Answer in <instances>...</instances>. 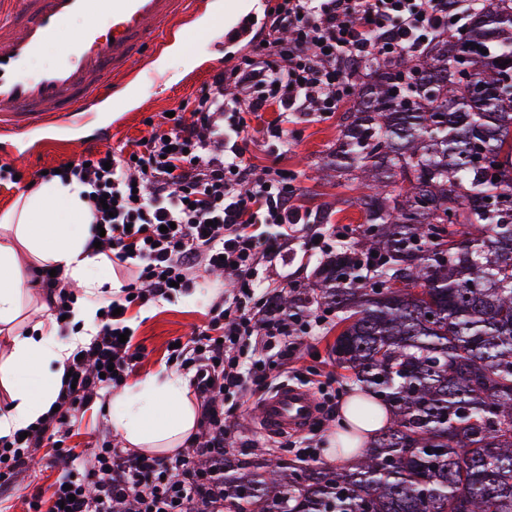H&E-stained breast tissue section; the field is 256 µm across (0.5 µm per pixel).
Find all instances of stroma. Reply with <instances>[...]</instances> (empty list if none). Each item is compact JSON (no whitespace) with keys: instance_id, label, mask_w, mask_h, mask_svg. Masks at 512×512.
<instances>
[{"instance_id":"35a3bbf8","label":"stroma","mask_w":512,"mask_h":512,"mask_svg":"<svg viewBox=\"0 0 512 512\" xmlns=\"http://www.w3.org/2000/svg\"><path fill=\"white\" fill-rule=\"evenodd\" d=\"M191 59L182 62L175 52H167L161 60L166 63V72L146 76L141 80L139 95L132 104V111L125 123L112 134V146L149 136L155 124L161 120L162 112L190 103L207 86L211 69L202 64L203 58L220 57L225 53L223 41L208 33L188 27L183 33ZM339 115L321 121L296 118L288 123V154L283 163L296 176L298 199L302 208L331 214L327 224L312 226L301 224L297 227L298 241L288 252L272 260L267 274L271 279L288 280L301 292H309L314 282L316 268L325 261L321 251L304 252L300 240L317 231L326 240H333L334 227L338 224L360 225L363 214L358 206H340L339 201L348 197L347 189L336 187L333 177L322 176L319 168L326 157L335 149L340 133ZM93 132L92 126H81L57 130V138L63 139V146H52L45 151L27 150L18 146L8 152H0V165L6 164L20 174L23 181H31L45 169L60 163L76 160L87 155L89 146L83 140ZM231 279L224 272L205 274L199 286L191 295L171 301H155L130 311L134 341L144 348V357L134 372L127 378V385H134L143 378L162 370H169L167 350L172 340L189 339L192 333L203 327L212 301L230 289ZM336 337L335 329L322 330L309 339V350L302 360L303 365L313 366L331 374L332 385L348 390L350 382L344 379L329 350ZM123 446L122 436L113 428L109 412L101 406H93L78 416L72 427L65 447L79 454L84 465H92V451L102 443ZM63 463L56 455L52 442H44L42 448L32 453L26 468L21 469L12 483L0 489V512H27V500L33 494L50 498L53 483Z\"/></svg>"}]
</instances>
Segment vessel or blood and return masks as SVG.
<instances>
[{"label": "vessel or blood", "mask_w": 512, "mask_h": 512, "mask_svg": "<svg viewBox=\"0 0 512 512\" xmlns=\"http://www.w3.org/2000/svg\"><path fill=\"white\" fill-rule=\"evenodd\" d=\"M0 12V136L30 139L49 125L85 122L102 103L115 115L129 105L137 66L177 40L181 24L204 17L210 0H8ZM110 10L107 34L97 19ZM81 21L80 36L63 42L66 25ZM60 44L56 61L37 74L28 64L44 48ZM313 393L282 384L259 404L261 429L269 434L301 433L316 416Z\"/></svg>", "instance_id": "1"}]
</instances>
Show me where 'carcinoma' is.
<instances>
[{
  "mask_svg": "<svg viewBox=\"0 0 512 512\" xmlns=\"http://www.w3.org/2000/svg\"><path fill=\"white\" fill-rule=\"evenodd\" d=\"M351 86L323 169L364 222L312 288L391 416L342 467L224 459V512H512V0Z\"/></svg>",
  "mask_w": 512,
  "mask_h": 512,
  "instance_id": "carcinoma-1",
  "label": "carcinoma"
}]
</instances>
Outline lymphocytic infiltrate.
<instances>
[{"label": "lymphocytic infiltrate", "mask_w": 512, "mask_h": 512, "mask_svg": "<svg viewBox=\"0 0 512 512\" xmlns=\"http://www.w3.org/2000/svg\"><path fill=\"white\" fill-rule=\"evenodd\" d=\"M484 0H277L262 40L229 67L217 69L192 107H177L165 129L119 150L88 153L68 175L87 185L92 240L131 277L104 301L98 330L69 357L57 412L26 438H0V486L45 440L69 433L79 412L123 385L144 349L119 342L128 312L197 286L200 270L233 276L224 310L169 358L185 370L199 401L190 453L154 456L124 448L96 450V466L72 464L49 501L32 497L28 512H224V457L241 439L228 394L265 396L296 375L307 340L326 316L302 317L280 303V289L261 291L271 257L294 239L289 226L309 223L296 203V175L260 166L251 154V120L268 109L280 119L264 137L287 143L285 119L329 118L349 100L350 68L392 60L450 29L454 17ZM263 137V138H264ZM49 310L62 317L75 294L64 274L38 270Z\"/></svg>", "instance_id": "lymphocytic-infiltrate-1"}]
</instances>
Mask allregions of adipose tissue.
<instances>
[{"mask_svg":"<svg viewBox=\"0 0 512 512\" xmlns=\"http://www.w3.org/2000/svg\"><path fill=\"white\" fill-rule=\"evenodd\" d=\"M87 187L77 179L58 178L23 192L0 213V330L9 332L11 351L0 358V388L10 406L0 416V437L33 425L56 401L65 362L73 348L96 332V308L76 302L71 320L79 330L69 343L43 335L41 324L15 332L30 268L62 267L70 282L100 295L112 288L103 276L108 259L88 249L90 212ZM114 428L127 447L169 452L195 435L198 413L189 397V380L177 372L157 373L117 394Z\"/></svg>","mask_w":512,"mask_h":512,"instance_id":"ef3b65f1","label":"adipose tissue"}]
</instances>
